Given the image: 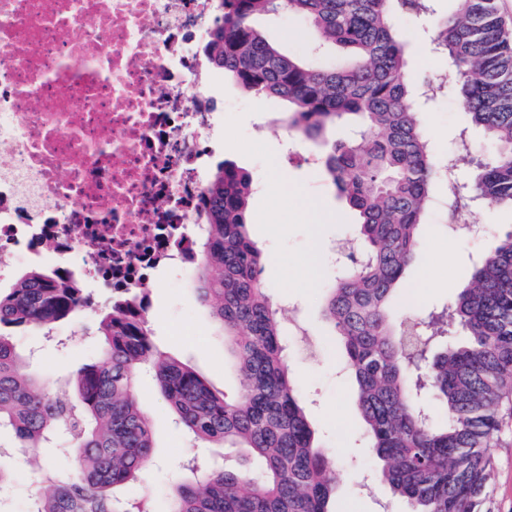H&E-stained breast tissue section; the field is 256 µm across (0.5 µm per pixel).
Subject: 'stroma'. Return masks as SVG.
Listing matches in <instances>:
<instances>
[{
	"instance_id": "35a3bbf8",
	"label": "stroma",
	"mask_w": 512,
	"mask_h": 512,
	"mask_svg": "<svg viewBox=\"0 0 512 512\" xmlns=\"http://www.w3.org/2000/svg\"><path fill=\"white\" fill-rule=\"evenodd\" d=\"M259 25L289 55L307 57L315 44L314 31L295 17L269 16ZM399 25L407 35L415 81L445 74L447 64L432 48L429 26L412 18L400 19ZM207 93L224 102V145L213 152L209 164L214 167L230 161L252 178L249 234L263 252L261 279L271 301L294 326L288 337L287 362L296 374L316 436L335 461L337 512H406L404 500L370 477L363 467L372 451L362 439L355 386L345 369L338 340L320 315L322 290L339 270L333 258L350 239L352 226L358 221L338 198L324 171L325 147L288 129V105L279 98L254 96L218 72L212 73ZM422 120L432 153L441 159L455 152L457 133L467 126L468 115L463 100L446 93L424 104ZM274 181L297 190L313 203V210H287L283 199L267 191ZM479 220L485 226L483 236L458 238L449 233L441 211L428 210L421 245L404 274L410 293L397 300V313L425 316L448 304L469 284L476 258L512 224L511 215L490 209L483 211ZM303 259L309 262L305 273L298 267ZM89 290L93 304L55 325L50 337L33 329L17 338L21 349L39 347V355L22 370L43 377L51 392L62 393L75 370L98 355L95 324L108 293L94 284ZM149 301L148 325L159 350L188 362L214 389L235 394L240 377L208 311L196 298L193 271L157 279ZM137 394L151 418L155 439V463L146 477L151 512H167L168 489L189 478L185 468L189 460L201 456L216 462L225 457L242 460V453L200 447L176 429L172 411L151 377L138 378ZM0 445L7 448L0 463L15 474L13 485L0 496L8 512H24L46 469L73 466L67 455L47 453L37 464L30 452L12 447L10 439L0 440ZM490 453L495 465L491 512H512V425Z\"/></svg>"
}]
</instances>
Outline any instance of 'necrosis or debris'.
Wrapping results in <instances>:
<instances>
[{
    "label": "necrosis or debris",
    "instance_id": "obj_1",
    "mask_svg": "<svg viewBox=\"0 0 512 512\" xmlns=\"http://www.w3.org/2000/svg\"><path fill=\"white\" fill-rule=\"evenodd\" d=\"M215 0H0V254L48 248L104 288L189 270L219 113Z\"/></svg>",
    "mask_w": 512,
    "mask_h": 512
}]
</instances>
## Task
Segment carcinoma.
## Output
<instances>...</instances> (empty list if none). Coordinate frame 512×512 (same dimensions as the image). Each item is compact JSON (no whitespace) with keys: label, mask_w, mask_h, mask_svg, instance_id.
I'll return each mask as SVG.
<instances>
[{"label":"carcinoma","mask_w":512,"mask_h":512,"mask_svg":"<svg viewBox=\"0 0 512 512\" xmlns=\"http://www.w3.org/2000/svg\"><path fill=\"white\" fill-rule=\"evenodd\" d=\"M201 52L244 91L288 103V128L325 140L336 121L353 135L333 142L324 169L359 217L351 265L324 289L322 315L340 337L356 387L373 477L410 512H491L488 448L512 395V229L475 265L469 286L437 316L399 318L397 287L420 246L439 178L406 72L402 15L433 12L430 0H218ZM431 41L456 77L470 123L492 147L461 183L456 208L479 203L512 215V34L497 0H449ZM292 14L320 44L347 56L320 65L284 54L253 24ZM249 175L230 162L206 180L199 205L195 291L222 330L243 377L235 398L189 364L155 354L147 302L109 298L96 323L100 356L82 364L60 398L22 372L16 332L51 328L92 303L83 277L33 267L0 291V433L13 447L63 451L76 474L55 471L29 512H149L114 488L141 484L153 459V427L135 384L149 369L175 417L196 441L246 448L256 472L226 465L180 481L168 512H335L333 461L315 437L286 362L285 329L261 279L262 252L249 236ZM446 343L440 352L435 346ZM439 407V421L428 406Z\"/></svg>","instance_id":"obj_1"}]
</instances>
